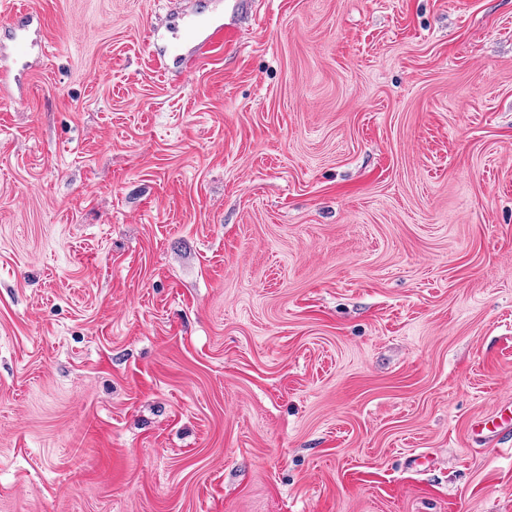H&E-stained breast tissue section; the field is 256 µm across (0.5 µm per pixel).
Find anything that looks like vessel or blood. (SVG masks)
Masks as SVG:
<instances>
[{"mask_svg": "<svg viewBox=\"0 0 512 512\" xmlns=\"http://www.w3.org/2000/svg\"><path fill=\"white\" fill-rule=\"evenodd\" d=\"M35 16L23 13L16 16L8 34V49L0 57V97L14 102L23 101L26 93V77L32 55L42 46L41 39L32 35ZM175 40H198L205 45L224 41V25L214 20L200 24L197 16L187 17L185 23L175 28Z\"/></svg>", "mask_w": 512, "mask_h": 512, "instance_id": "vessel-or-blood-1", "label": "vessel or blood"}]
</instances>
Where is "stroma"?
Returning <instances> with one entry per match:
<instances>
[{"label": "stroma", "instance_id": "obj_1", "mask_svg": "<svg viewBox=\"0 0 512 512\" xmlns=\"http://www.w3.org/2000/svg\"><path fill=\"white\" fill-rule=\"evenodd\" d=\"M0 0V512H512V0ZM35 16L33 13H21L16 16L8 34V49L5 53L1 48L0 58V96L13 102L24 100L26 93V77L32 55L42 49V41L38 39L39 29L32 31ZM32 32L35 37H32ZM7 65H1V61ZM201 13L187 17L186 22L177 26L173 31V38L176 41L182 39L201 40L205 45L221 44L224 42V24L220 21H210L201 25L198 16Z\"/></svg>", "mask_w": 512, "mask_h": 512}]
</instances>
